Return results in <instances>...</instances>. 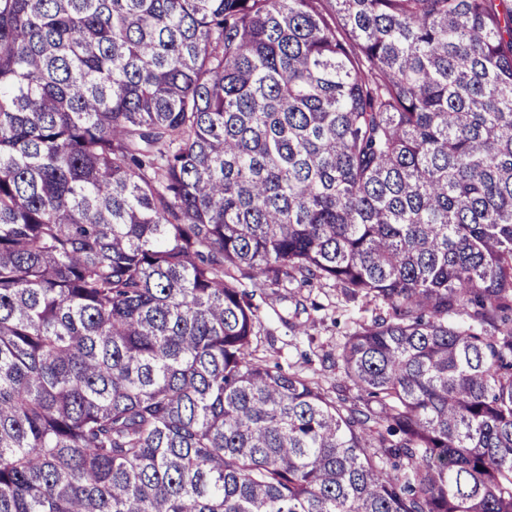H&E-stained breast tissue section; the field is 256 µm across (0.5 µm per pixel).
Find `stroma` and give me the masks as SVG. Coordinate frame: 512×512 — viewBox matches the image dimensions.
<instances>
[{"mask_svg": "<svg viewBox=\"0 0 512 512\" xmlns=\"http://www.w3.org/2000/svg\"><path fill=\"white\" fill-rule=\"evenodd\" d=\"M266 312L260 354L282 366L321 374L325 384L336 381L335 369L326 356L335 355L336 346L352 330L356 306L344 304L334 283L320 288L291 285L265 291L255 297Z\"/></svg>", "mask_w": 512, "mask_h": 512, "instance_id": "obj_1", "label": "stroma"}]
</instances>
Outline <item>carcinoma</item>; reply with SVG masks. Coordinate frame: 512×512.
I'll return each instance as SVG.
<instances>
[{
    "label": "carcinoma",
    "mask_w": 512,
    "mask_h": 512,
    "mask_svg": "<svg viewBox=\"0 0 512 512\" xmlns=\"http://www.w3.org/2000/svg\"><path fill=\"white\" fill-rule=\"evenodd\" d=\"M0 512H512V0H0ZM255 303L267 315L260 355L278 361L285 370L290 366L309 374L316 371L326 387L336 383V369L328 367L331 362L323 363V358L336 357V345L352 330L353 318L371 317V312H360L358 306H345L340 288L333 282L322 288L294 283L276 294L270 289L257 292Z\"/></svg>",
    "instance_id": "1"
}]
</instances>
